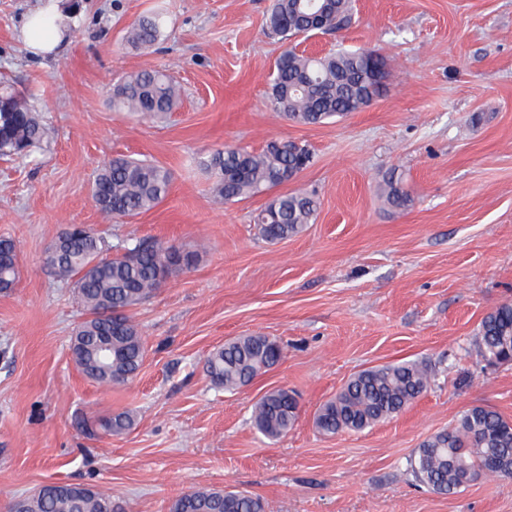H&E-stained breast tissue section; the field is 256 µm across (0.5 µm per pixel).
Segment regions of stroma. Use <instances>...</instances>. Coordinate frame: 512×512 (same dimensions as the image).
<instances>
[{
  "label": "stroma",
  "instance_id": "1",
  "mask_svg": "<svg viewBox=\"0 0 512 512\" xmlns=\"http://www.w3.org/2000/svg\"><path fill=\"white\" fill-rule=\"evenodd\" d=\"M44 2L0 0V86L52 129L28 155L0 158V236L19 252L17 285L0 293V512L47 483L92 486L126 512H169L197 489L244 490L269 512H512V479L449 496L407 471L470 407L512 419V364L484 366L473 342L482 318L512 302V0H352L349 27L297 39V50L372 48L390 75L370 106L321 125L269 107L286 48L266 31L272 0H65L59 52L35 59L20 28ZM155 10L167 16L162 39L132 49L127 28ZM160 68L182 87L175 111H113L119 78ZM282 141L312 154L285 191L319 207L271 244L254 224L265 196L220 202L200 160ZM117 155L172 176L163 202L124 222L91 198L98 167ZM392 173L407 209L381 192ZM72 224L116 246L155 238L199 252L129 309L145 358L122 384L100 385L70 353L86 313L45 255ZM246 334L278 340L282 360L236 392L215 388L205 359ZM412 359L435 381L403 412L360 433L317 431L316 411L353 374ZM278 388L300 411L272 442L251 412ZM123 411L129 430L86 432Z\"/></svg>",
  "mask_w": 512,
  "mask_h": 512
}]
</instances>
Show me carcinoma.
Masks as SVG:
<instances>
[{"mask_svg": "<svg viewBox=\"0 0 512 512\" xmlns=\"http://www.w3.org/2000/svg\"><path fill=\"white\" fill-rule=\"evenodd\" d=\"M352 20L350 0H273L266 26L289 41L314 32L341 30ZM163 14L144 16L127 30L126 43L136 49L154 47L163 34ZM366 51L340 50L313 57L296 48L285 49L275 62L269 104L286 119L304 125L320 124L358 112L378 96L387 72L375 80V67ZM13 111L0 112V156L29 152L48 129L27 100L12 94ZM179 88L163 70H142L125 76L112 89V109L155 118L173 111ZM311 153L292 141L273 143L259 153L226 146L203 165L215 171L213 193L226 203L262 194L279 186L310 163ZM170 173L155 163L115 157L100 166L92 183V199L112 219L135 217L166 197ZM386 198L396 208L410 202L402 181L386 180ZM317 201L303 193L277 195L255 217L261 238L279 242L299 234L316 215ZM103 237L89 231L74 233L61 256L47 259L61 279L73 281L78 302L88 313L73 336L76 364L91 379L120 384L141 367L145 348L125 311L159 288L166 275L191 267L196 254L184 253L157 240H139L112 257ZM19 260L14 241L0 237V291L15 287ZM474 344L482 361L491 366L512 362V303L506 302L480 322ZM280 344L261 335L237 336L211 352L204 372L226 392L250 384L282 358ZM432 370L419 360L374 366L353 375L316 415L318 431L327 436L341 431L362 432L407 408L427 391ZM299 414L295 396L286 389L264 395L252 411L256 430L269 440L285 437ZM131 424L127 413L99 420L106 432ZM414 480L441 495L464 492L489 476L512 478V421L488 406H474L440 431L407 460ZM14 512H123L112 495L82 484L41 489L14 505ZM170 512H265L263 500L242 491L194 490L176 499Z\"/></svg>", "mask_w": 512, "mask_h": 512, "instance_id": "cac0c4a2", "label": "carcinoma"}]
</instances>
